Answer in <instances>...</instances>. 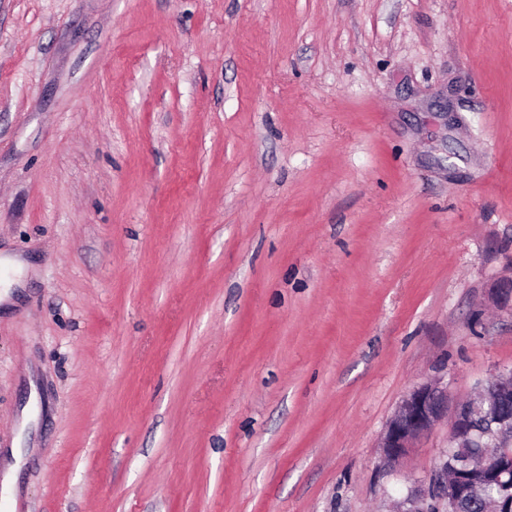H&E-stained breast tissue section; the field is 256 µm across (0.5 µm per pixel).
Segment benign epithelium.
Here are the masks:
<instances>
[{"mask_svg":"<svg viewBox=\"0 0 512 512\" xmlns=\"http://www.w3.org/2000/svg\"><path fill=\"white\" fill-rule=\"evenodd\" d=\"M510 402L512 370L493 375L464 401L436 381L418 384L405 395L382 438L385 461H398L446 418L452 450L403 498V512H431L432 499L446 501L447 512H460L470 499L481 500L483 512H512V416L500 413ZM486 487L496 488V495H482Z\"/></svg>","mask_w":512,"mask_h":512,"instance_id":"benign-epithelium-1","label":"benign epithelium"}]
</instances>
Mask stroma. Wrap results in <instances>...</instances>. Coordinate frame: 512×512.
<instances>
[{
	"label": "stroma",
	"instance_id": "stroma-1",
	"mask_svg": "<svg viewBox=\"0 0 512 512\" xmlns=\"http://www.w3.org/2000/svg\"><path fill=\"white\" fill-rule=\"evenodd\" d=\"M0 254V512H393L512 369V0H0Z\"/></svg>",
	"mask_w": 512,
	"mask_h": 512
}]
</instances>
